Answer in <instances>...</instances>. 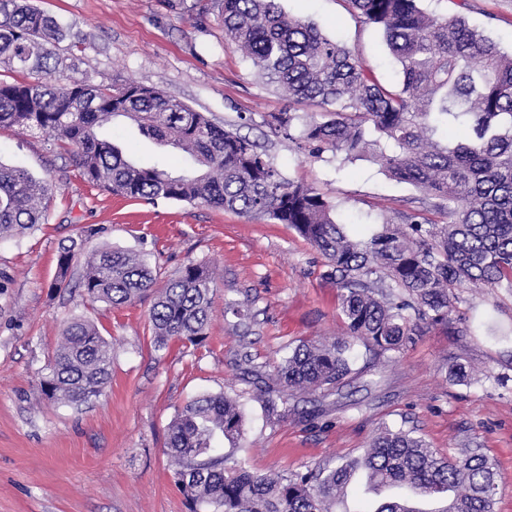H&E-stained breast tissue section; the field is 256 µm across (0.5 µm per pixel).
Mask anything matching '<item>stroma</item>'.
<instances>
[{"instance_id": "stroma-1", "label": "stroma", "mask_w": 512, "mask_h": 512, "mask_svg": "<svg viewBox=\"0 0 512 512\" xmlns=\"http://www.w3.org/2000/svg\"><path fill=\"white\" fill-rule=\"evenodd\" d=\"M65 30L57 78L97 86L135 80L156 88L237 134L256 141L282 174L336 203L333 214L357 239L392 217L434 218L430 199L390 179L365 157L315 158L294 139L312 109L267 86L224 37L214 0H30ZM283 10L318 24L389 83L399 67L381 34L341 0H280ZM434 16H464L512 53V0H422ZM292 111L290 135L266 124ZM130 157L184 171L181 152L155 144L116 118L106 126ZM0 163L47 181L46 216L33 233L0 241V512H190L166 451L169 426L203 393H247L240 456L254 472L303 473L360 456L386 425L405 424L450 456L477 448L495 460V512H512V293L462 288L448 326H434L400 351L360 350L330 395L299 392L295 410L270 418L253 396L252 368L274 374L289 346L344 338L346 320L324 258L290 226L204 204H155L84 182L69 155L37 132L0 128ZM144 255L166 282L187 263L206 265L213 306L202 345L155 350L153 294L112 307L82 297L74 266L55 288L62 248ZM94 320L112 344V381L90 404L47 400L39 379L73 319ZM473 369L470 383L448 369ZM318 418H308V411Z\"/></svg>"}]
</instances>
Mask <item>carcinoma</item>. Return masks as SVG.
<instances>
[{
    "label": "carcinoma",
    "instance_id": "carcinoma-1",
    "mask_svg": "<svg viewBox=\"0 0 512 512\" xmlns=\"http://www.w3.org/2000/svg\"><path fill=\"white\" fill-rule=\"evenodd\" d=\"M358 23L382 33L400 68L396 85L383 83L366 61L327 37L314 23L288 15L280 0H216L225 38L243 50L264 81L298 105L331 115L305 124L301 148L350 159L371 156L392 179L439 200L436 223L389 218L365 238L336 222V205L315 188L284 177L254 142L215 125L204 113L135 81L96 86L52 79L58 21L29 0H0V66L40 73L27 82H0V127L38 131L69 153L80 177L116 195L148 203L197 202L292 227L326 260L336 280L347 337L302 341L277 367L274 383L258 387L269 414L297 390L329 392L352 371L356 346L398 351L411 336L449 322L459 288L512 291V54L464 18L425 13L420 0H344ZM116 117L136 125L160 146L180 150L190 169L174 174L135 163L101 129ZM292 112H273L267 124L288 132ZM378 134L367 140L365 127ZM48 186L0 163V239L44 223L39 199ZM77 260L75 246L58 258L62 287ZM79 287L90 301L112 307L152 291L154 270L128 252L102 248L84 260ZM210 270L190 262L155 295L150 311L154 345H196L207 335ZM40 380L51 401L81 405L112 377V347L95 323L74 319ZM236 397L204 394L177 412L167 453L192 512H336L359 471L367 484L438 497L442 512H494L499 485L490 458L471 450L439 455L402 427H383L358 458L331 469L260 475L211 456L221 434L233 447L244 434Z\"/></svg>",
    "mask_w": 512,
    "mask_h": 512
}]
</instances>
